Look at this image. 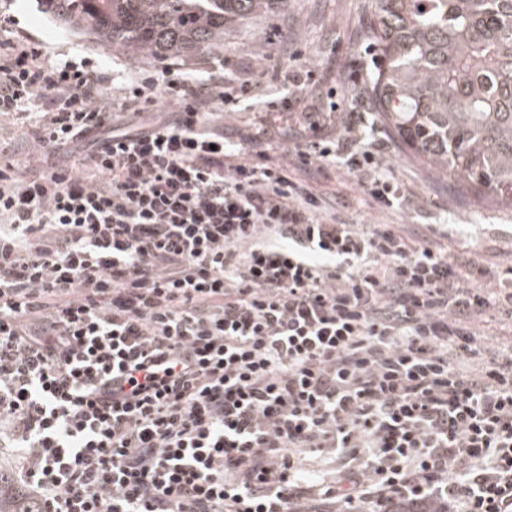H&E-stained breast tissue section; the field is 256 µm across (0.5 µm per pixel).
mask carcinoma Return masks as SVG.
Wrapping results in <instances>:
<instances>
[{
  "mask_svg": "<svg viewBox=\"0 0 512 512\" xmlns=\"http://www.w3.org/2000/svg\"><path fill=\"white\" fill-rule=\"evenodd\" d=\"M65 29L106 49L182 61L224 45V30L288 0H43ZM384 65L375 111L423 167L477 201L512 208V0H371ZM0 512H33L0 469Z\"/></svg>",
  "mask_w": 512,
  "mask_h": 512,
  "instance_id": "1",
  "label": "carcinoma"
}]
</instances>
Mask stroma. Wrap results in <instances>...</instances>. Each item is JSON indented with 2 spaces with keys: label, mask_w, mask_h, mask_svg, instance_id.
Here are the masks:
<instances>
[{
  "label": "stroma",
  "mask_w": 512,
  "mask_h": 512,
  "mask_svg": "<svg viewBox=\"0 0 512 512\" xmlns=\"http://www.w3.org/2000/svg\"><path fill=\"white\" fill-rule=\"evenodd\" d=\"M369 0H288L283 11L254 17L224 35L215 52L163 66L122 52L98 49L84 38L52 23L42 0H0V16L11 21L12 35H27L42 43L55 60L90 59L111 73L120 86L143 73L171 69L196 82L248 78L238 94L236 111L224 117V129L235 138L268 131L277 144L300 137L314 140L302 106L285 110L292 76L307 71L325 73L336 82V99L345 108L363 111L362 137L383 146L388 173L407 190L409 200L383 209L365 195L356 178L338 167L328 169L311 185L322 197L341 195L350 202L340 215L351 224H397L410 234L426 235L454 256H471L492 272L512 270V208L476 205L454 189L452 179L426 169L410 157L399 140L367 105L364 80L379 64V53L365 21Z\"/></svg>",
  "instance_id": "35a3bbf8"
}]
</instances>
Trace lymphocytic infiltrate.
<instances>
[{
	"label": "lymphocytic infiltrate",
	"mask_w": 512,
	"mask_h": 512,
	"mask_svg": "<svg viewBox=\"0 0 512 512\" xmlns=\"http://www.w3.org/2000/svg\"><path fill=\"white\" fill-rule=\"evenodd\" d=\"M235 104L0 37L28 142L23 174L0 166V449L36 512H512V349L473 330L512 318V276L290 176L337 161L406 203L360 113L278 159L225 134Z\"/></svg>",
	"instance_id": "obj_1"
}]
</instances>
